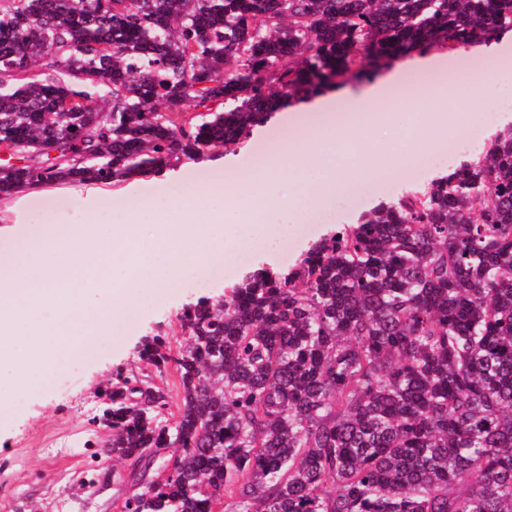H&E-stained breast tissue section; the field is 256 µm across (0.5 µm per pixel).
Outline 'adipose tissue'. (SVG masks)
<instances>
[{
    "instance_id": "adipose-tissue-1",
    "label": "adipose tissue",
    "mask_w": 512,
    "mask_h": 512,
    "mask_svg": "<svg viewBox=\"0 0 512 512\" xmlns=\"http://www.w3.org/2000/svg\"><path fill=\"white\" fill-rule=\"evenodd\" d=\"M488 71H448L444 54H415L359 90L321 95L289 113L287 143L240 172L223 159L200 183L177 176L180 196L163 208L129 192L136 206L97 221L111 184L34 182L0 197V420L20 397L43 390L112 323L148 303L155 289L197 276L204 265L251 246L274 248L292 225L335 213L366 182L405 163L411 151L439 149L491 100L512 97V32L479 47ZM420 128L411 148L379 144V132ZM351 143V155L339 153ZM62 196L80 224H33L30 206Z\"/></svg>"
}]
</instances>
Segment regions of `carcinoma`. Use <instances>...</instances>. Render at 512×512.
Returning a JSON list of instances; mask_svg holds the SVG:
<instances>
[{
	"mask_svg": "<svg viewBox=\"0 0 512 512\" xmlns=\"http://www.w3.org/2000/svg\"><path fill=\"white\" fill-rule=\"evenodd\" d=\"M508 29L512 0H0V145L47 157L0 196L156 174ZM179 320L176 353L142 351L176 369L175 421L121 370L104 392L124 512H512V126Z\"/></svg>",
	"mask_w": 512,
	"mask_h": 512,
	"instance_id": "obj_1",
	"label": "carcinoma"
}]
</instances>
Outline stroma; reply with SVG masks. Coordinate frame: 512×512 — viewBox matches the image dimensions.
Wrapping results in <instances>:
<instances>
[{"label": "stroma", "mask_w": 512, "mask_h": 512, "mask_svg": "<svg viewBox=\"0 0 512 512\" xmlns=\"http://www.w3.org/2000/svg\"><path fill=\"white\" fill-rule=\"evenodd\" d=\"M337 224L295 225L280 249L252 251L234 269L204 272L202 278L157 289L149 303L128 312L112 343L91 356L73 358L43 391L22 399L15 419L0 422V512H120L132 490L129 462L102 452L110 432L99 421L101 393L116 369L166 388L170 412L181 400L179 378L139 355L147 341L162 338L167 349L182 343L179 316L190 303H219L230 280L268 266L296 261L309 245L337 231Z\"/></svg>", "instance_id": "obj_1"}]
</instances>
